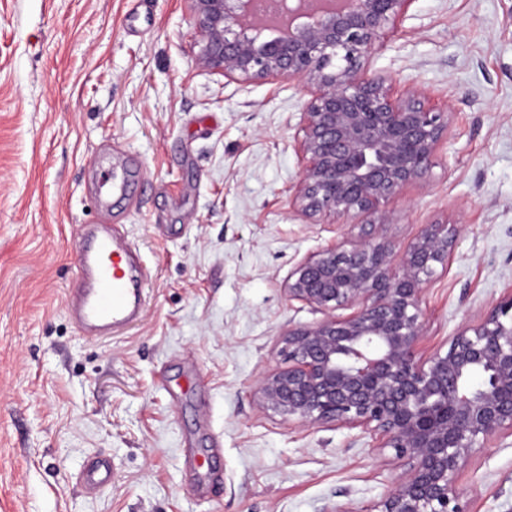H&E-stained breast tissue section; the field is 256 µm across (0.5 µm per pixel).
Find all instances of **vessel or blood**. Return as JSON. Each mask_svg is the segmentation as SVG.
Here are the masks:
<instances>
[{
    "label": "vessel or blood",
    "instance_id": "vessel-or-blood-1",
    "mask_svg": "<svg viewBox=\"0 0 512 512\" xmlns=\"http://www.w3.org/2000/svg\"><path fill=\"white\" fill-rule=\"evenodd\" d=\"M140 177V169L124 167L109 184L113 197L128 198ZM76 267L77 282L69 292L67 311L80 335L106 336L140 318L143 297L138 283L146 270L116 225H85ZM113 476L110 458L94 455L83 463L77 479L83 491L93 495L109 485Z\"/></svg>",
    "mask_w": 512,
    "mask_h": 512
}]
</instances>
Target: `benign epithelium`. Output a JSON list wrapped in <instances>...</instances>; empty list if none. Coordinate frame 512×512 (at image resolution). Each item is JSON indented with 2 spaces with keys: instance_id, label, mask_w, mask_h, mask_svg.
Here are the masks:
<instances>
[{
  "instance_id": "benign-epithelium-1",
  "label": "benign epithelium",
  "mask_w": 512,
  "mask_h": 512,
  "mask_svg": "<svg viewBox=\"0 0 512 512\" xmlns=\"http://www.w3.org/2000/svg\"><path fill=\"white\" fill-rule=\"evenodd\" d=\"M185 2L199 68L230 81L297 79L308 96L292 210L307 221L373 228L358 243L306 257L288 276V299L325 317L288 331V368L259 379L257 405L298 426L358 429L405 460L379 512H463L461 467L474 449L512 432V291L446 350L419 355L425 288L448 264L455 230L426 224L399 253L375 228L392 223L391 204L424 180L451 116L367 67L414 0H282L288 31L274 39L252 0ZM475 372L477 385L469 382Z\"/></svg>"
}]
</instances>
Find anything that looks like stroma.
<instances>
[{
  "label": "stroma",
  "instance_id": "obj_1",
  "mask_svg": "<svg viewBox=\"0 0 512 512\" xmlns=\"http://www.w3.org/2000/svg\"><path fill=\"white\" fill-rule=\"evenodd\" d=\"M197 50L185 0H0V512H375L407 469L360 431L257 406L288 330L323 318L289 274L367 227L289 205L299 82H232ZM369 68L451 114L378 229L401 251L423 225L457 231L424 294L430 353L512 291V0H414ZM124 151L145 187L106 211ZM88 224L120 225L148 272L143 317L100 340L67 313ZM96 453L115 479L89 495ZM456 486L465 512H512V433ZM114 468L108 456L89 457L78 472V483L87 494H98L112 482Z\"/></svg>",
  "mask_w": 512,
  "mask_h": 512
}]
</instances>
